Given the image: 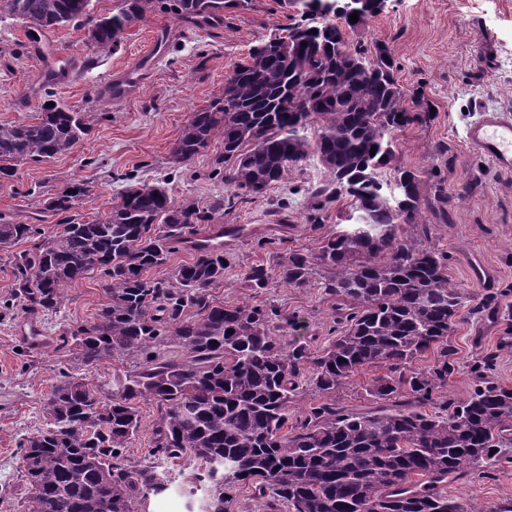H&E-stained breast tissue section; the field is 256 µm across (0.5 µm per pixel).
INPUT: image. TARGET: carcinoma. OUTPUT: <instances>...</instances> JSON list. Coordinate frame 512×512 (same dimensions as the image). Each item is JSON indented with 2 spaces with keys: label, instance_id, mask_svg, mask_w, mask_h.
I'll return each instance as SVG.
<instances>
[{
  "label": "carcinoma",
  "instance_id": "carcinoma-1",
  "mask_svg": "<svg viewBox=\"0 0 512 512\" xmlns=\"http://www.w3.org/2000/svg\"><path fill=\"white\" fill-rule=\"evenodd\" d=\"M94 2L0 0V19L37 32L85 29L93 63L117 52L127 27L153 7V0H121L101 14ZM166 9L209 24L223 16L224 0H167ZM344 22L354 28L364 20ZM343 26L332 16L299 14L286 35L253 48L248 63L225 77L222 94L182 125L174 166L219 140L224 185L240 195L202 208L175 199L165 183H137L107 210L75 223L69 212L88 192L77 183L43 199L44 211L61 216L51 235L0 213L1 249L33 243L12 258L22 307L55 311L66 288L100 276L105 303L95 323L62 337L65 355L84 366L138 360L113 377L109 395L68 373L52 388L43 428L20 444L24 512H139L148 495L168 489L169 465L181 461L194 465L184 482L189 493L209 492L205 512H224L226 496L241 484L254 488L262 512L283 505L288 512H512L461 503L440 488L500 461L512 446V388L488 378L489 356L473 369L468 398L447 395L455 370L448 336L463 295L448 279V255L425 242L422 179L401 163L397 143L405 128L431 121V105L399 84L388 47H352ZM308 106L316 108L314 119L302 124ZM89 130L84 113L44 91L34 120L0 125V177L13 176L21 162L69 154ZM312 155L326 180L305 188L306 223H323L331 204L343 200L345 225L315 254H288L276 276L302 288L324 272L337 327L321 353L284 351L268 330L266 309L213 295L228 265L222 251L198 250L170 276L150 275L196 225L266 196ZM404 224L420 233L400 237ZM270 278L265 266L253 265L241 286L256 293ZM507 297L491 293L475 312L500 316L508 332ZM166 344L185 356L160 355ZM430 352L432 365L412 368ZM372 368L381 369L368 387L377 406L356 413L336 404V389ZM304 372L326 399L290 428L288 407ZM142 401L155 402L159 415L152 461L138 464L125 449L141 427Z\"/></svg>",
  "mask_w": 512,
  "mask_h": 512
}]
</instances>
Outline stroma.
I'll return each mask as SVG.
<instances>
[{
    "label": "stroma",
    "mask_w": 512,
    "mask_h": 512,
    "mask_svg": "<svg viewBox=\"0 0 512 512\" xmlns=\"http://www.w3.org/2000/svg\"><path fill=\"white\" fill-rule=\"evenodd\" d=\"M296 17L278 0H247L243 7L227 0L223 22L210 26L177 20L157 8L131 23L121 48L92 67L83 31L52 29L38 55L29 45L26 23L0 20V125L32 120L41 101L37 77L43 61L61 54L70 61L73 77L52 92L84 113L91 126L68 155L21 163L12 177L0 179V212L24 224L40 222L50 234L58 218L42 211L43 194L85 183L89 192L71 211L74 221L84 222L107 209L129 174L143 183H167L175 198L209 205L226 192L224 177L215 170L222 146L211 143L188 165L173 167L170 152L180 128L191 111L220 96L225 76L248 61L255 45ZM157 28L165 33L158 63L132 97L111 101L107 83L138 69ZM345 36L354 44H385L400 66V84L422 89L435 109L429 123L410 126L397 139L401 162L423 180L426 216L433 226L428 243L447 254L448 277L465 297L449 337L457 363L448 392L467 398L474 389L473 368L489 352L496 356L490 378L512 388V335L496 320L472 312L486 293L512 287V171L498 169L465 140L466 128L482 112H512V0H386L383 12ZM323 179L318 160L308 158L265 197L213 218L217 224L252 227L230 246L231 264L216 296L228 304L246 300L275 310L271 334L287 351L297 346L318 350L334 337L332 300L320 277L304 288L274 280L253 293L242 288L240 276L259 263L276 269L293 250L316 253L322 238L335 231L336 210H329L323 223L305 221L303 190ZM12 284L10 255L0 250V512H21L25 481L19 445L43 426L42 403L62 372L108 393L114 374L134 367L130 360L107 359L93 367L62 361V336L92 324L104 301L97 275L67 289L60 309L49 313L20 308ZM31 317L43 329L37 347L17 333ZM507 454L510 463L479 467L467 478L448 481L444 491L477 503L512 505V448Z\"/></svg>",
    "instance_id": "stroma-1"
}]
</instances>
